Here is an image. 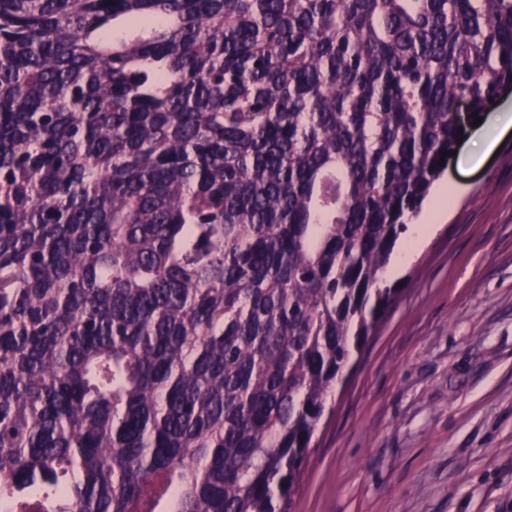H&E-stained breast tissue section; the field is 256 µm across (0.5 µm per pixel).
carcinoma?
<instances>
[{
	"mask_svg": "<svg viewBox=\"0 0 512 512\" xmlns=\"http://www.w3.org/2000/svg\"><path fill=\"white\" fill-rule=\"evenodd\" d=\"M509 87L512 0H0V509L292 512Z\"/></svg>",
	"mask_w": 512,
	"mask_h": 512,
	"instance_id": "1",
	"label": "carcinoma"
}]
</instances>
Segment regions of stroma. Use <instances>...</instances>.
Masks as SVG:
<instances>
[{"label":"stroma","mask_w":512,"mask_h":512,"mask_svg":"<svg viewBox=\"0 0 512 512\" xmlns=\"http://www.w3.org/2000/svg\"><path fill=\"white\" fill-rule=\"evenodd\" d=\"M496 155L464 136L450 197L397 302L353 355L294 512H512V129Z\"/></svg>","instance_id":"1"}]
</instances>
